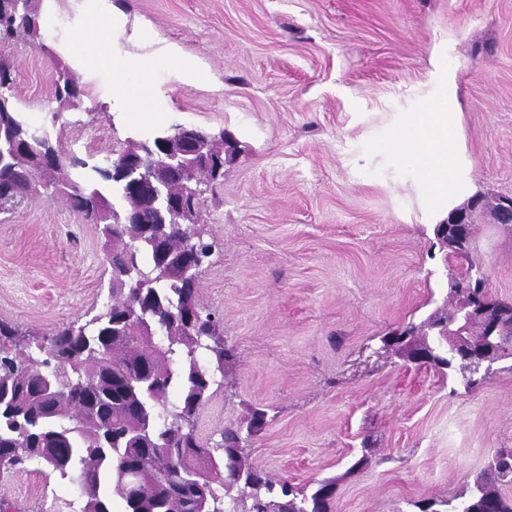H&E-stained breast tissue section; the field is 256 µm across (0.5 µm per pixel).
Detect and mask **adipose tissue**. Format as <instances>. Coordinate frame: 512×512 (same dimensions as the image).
Masks as SVG:
<instances>
[{
    "mask_svg": "<svg viewBox=\"0 0 512 512\" xmlns=\"http://www.w3.org/2000/svg\"><path fill=\"white\" fill-rule=\"evenodd\" d=\"M43 0L36 18L45 43L62 55L84 81L105 89V104L122 98L133 119L161 115L166 110L156 93L160 74L186 84L203 79L197 62L172 45L143 55L116 49L126 17L112 0ZM457 99L447 87L433 92L417 111L405 112L395 127L370 142V155L400 172L416 191L417 202L431 223L443 222L472 189L470 170L459 147Z\"/></svg>",
    "mask_w": 512,
    "mask_h": 512,
    "instance_id": "adipose-tissue-1",
    "label": "adipose tissue"
}]
</instances>
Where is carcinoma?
<instances>
[{
	"label": "carcinoma",
	"instance_id": "cac0c4a2",
	"mask_svg": "<svg viewBox=\"0 0 512 512\" xmlns=\"http://www.w3.org/2000/svg\"><path fill=\"white\" fill-rule=\"evenodd\" d=\"M36 10L0 0V49L25 40L48 50L38 38ZM63 94L78 102L85 96L65 66L54 80L55 97ZM58 118L50 112L46 128H31L17 104L13 64L0 59V210L37 196L69 201L99 226L113 273L103 310L83 324L28 337L0 321V474L35 462L47 477L74 479L84 497L80 512H112L113 498L121 512H199L203 499L211 512H331L334 481L307 494L245 458V443L267 424L266 410L254 408L248 419L224 428L214 446L194 433L215 373L234 359L216 335L213 314L198 303L197 279L179 275L192 260L183 243L197 231L164 216L181 182L130 197L127 181L112 175L119 160L146 142L152 153L143 155L140 175L150 174L160 144L177 128L128 139L116 155L91 163L51 137ZM475 269L470 260L450 267L445 305L409 323L416 335L397 337L422 353L423 364L459 373L468 388L489 377L487 361L475 349L448 352V324L457 319L456 287ZM147 328L164 331L166 344L146 348ZM202 349L210 352L207 366L198 358ZM172 392L178 404L170 411ZM503 485H512V448L495 451L449 512H512ZM221 489L237 490L229 511Z\"/></svg>",
	"mask_w": 512,
	"mask_h": 512
}]
</instances>
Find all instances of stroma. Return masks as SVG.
<instances>
[{"instance_id":"obj_1","label":"stroma","mask_w":512,"mask_h":512,"mask_svg":"<svg viewBox=\"0 0 512 512\" xmlns=\"http://www.w3.org/2000/svg\"><path fill=\"white\" fill-rule=\"evenodd\" d=\"M119 47L177 46L207 73L161 76L170 110L143 125L88 91L60 109L59 58L5 49L19 107L33 128L62 110V143L101 158L155 127L224 131L237 152L207 187L197 231L214 253L198 302L236 352L199 409L196 435L215 443L255 406L271 420L245 450L296 486L334 480V512H420L467 493L497 449L512 448V359L473 389L384 349L446 297L432 225L389 167L362 162L398 113L448 89L477 192L512 196V0H114ZM473 258L490 292L512 301V227L478 216ZM110 270L98 226L61 199L0 213V319L43 335L89 319ZM77 483L35 465L0 476L12 512H55Z\"/></svg>"}]
</instances>
